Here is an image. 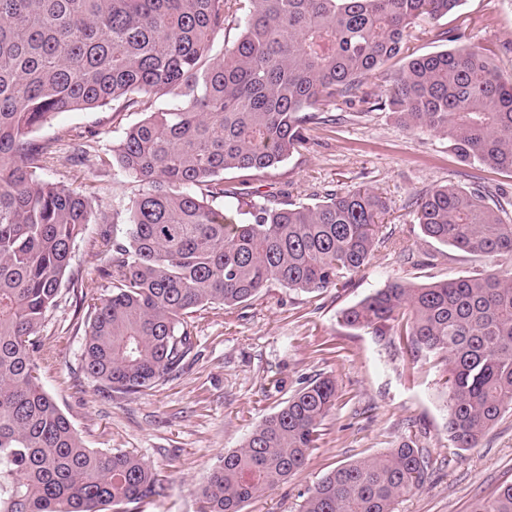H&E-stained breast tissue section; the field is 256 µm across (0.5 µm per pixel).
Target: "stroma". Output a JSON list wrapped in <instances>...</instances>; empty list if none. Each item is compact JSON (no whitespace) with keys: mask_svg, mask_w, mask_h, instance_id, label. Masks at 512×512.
Wrapping results in <instances>:
<instances>
[{"mask_svg":"<svg viewBox=\"0 0 512 512\" xmlns=\"http://www.w3.org/2000/svg\"><path fill=\"white\" fill-rule=\"evenodd\" d=\"M452 36L494 48L495 67L512 76V0H465L457 13L414 29L406 52L449 49ZM387 83L384 77L368 79L356 99L331 107L335 122L308 125L307 143L298 153L247 180L251 193L285 191L304 203L348 186L372 188L388 208L374 257L345 285L297 293L275 283L245 306L201 311L191 354L164 383L139 394H111L85 374L79 325L89 296L109 286L101 274V225H88L75 247L71 267L89 292L63 284L64 300L43 327L56 356L42 365L40 382L86 447L130 449L161 471L166 495L146 512H198L195 490L217 459L240 448L252 426L282 407L300 383L323 376L335 378L338 400L315 448L296 474L244 512H299L304 494L335 466L408 440L422 450L428 468L423 486L400 498L396 512H472L502 483L512 482V412L478 447H452L446 404L437 392L444 364L414 358L394 334L379 338L340 320L342 310L388 283L459 278L493 264L424 237L416 220L419 194L454 183L500 201L512 216V173L462 163L447 140L403 130L391 112L376 105ZM165 103L154 97L142 110L58 114L40 136L92 135L96 150L81 164L48 166L42 178L90 194L95 204L111 209L114 199L137 190L109 162L113 141Z\"/></svg>","mask_w":512,"mask_h":512,"instance_id":"stroma-1","label":"stroma"}]
</instances>
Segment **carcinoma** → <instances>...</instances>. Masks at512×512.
<instances>
[{"instance_id":"1","label":"carcinoma","mask_w":512,"mask_h":512,"mask_svg":"<svg viewBox=\"0 0 512 512\" xmlns=\"http://www.w3.org/2000/svg\"><path fill=\"white\" fill-rule=\"evenodd\" d=\"M463 0H0V512H143L165 494L138 454L86 447L40 385L35 352L47 316L75 280L73 249L89 224L105 230L109 291L90 304L83 368L99 387L151 389L194 348L195 313L234 309L272 283L312 293L348 281L379 242L386 202L367 187L314 203L238 194L224 174L263 172L305 144L309 123L348 102L400 54L410 30ZM240 32L224 41L237 13ZM222 45H217V42ZM165 106L125 129L112 167L138 183L127 219L38 171L62 138L35 132L62 112ZM408 131L448 141L462 161L512 172V78L487 49L459 45L409 59L384 90ZM454 184L417 200L424 236L494 259L512 257V224ZM350 328L391 324L410 351L446 362L445 428L474 448L512 410V272L416 285L396 281L341 312ZM336 381L300 387L220 457L198 489L200 512H243L293 476L336 405ZM412 441L341 464L300 512H395L423 486ZM473 512H512V483Z\"/></svg>"}]
</instances>
